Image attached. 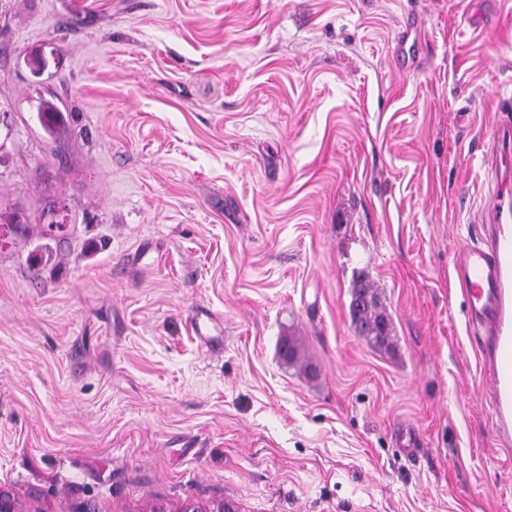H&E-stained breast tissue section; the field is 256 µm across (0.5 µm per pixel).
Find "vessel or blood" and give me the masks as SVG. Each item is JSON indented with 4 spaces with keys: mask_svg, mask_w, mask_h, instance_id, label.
<instances>
[{
    "mask_svg": "<svg viewBox=\"0 0 512 512\" xmlns=\"http://www.w3.org/2000/svg\"><path fill=\"white\" fill-rule=\"evenodd\" d=\"M488 173L496 183L483 212L484 234L452 257L467 315L480 333L498 435L512 437V111L489 134Z\"/></svg>",
    "mask_w": 512,
    "mask_h": 512,
    "instance_id": "vessel-or-blood-1",
    "label": "vessel or blood"
}]
</instances>
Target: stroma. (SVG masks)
Instances as JSON below:
<instances>
[{"mask_svg": "<svg viewBox=\"0 0 512 512\" xmlns=\"http://www.w3.org/2000/svg\"><path fill=\"white\" fill-rule=\"evenodd\" d=\"M511 100L512 0H0V490L512 512L450 274ZM350 316L358 334L373 348H394L393 326L381 299L370 281L358 275L352 284ZM279 353L283 361L289 365L300 364L301 369L307 376L313 377L316 373V368L309 362H304V354L301 346L294 336H284L281 338Z\"/></svg>", "mask_w": 512, "mask_h": 512, "instance_id": "obj_1", "label": "stroma"}]
</instances>
